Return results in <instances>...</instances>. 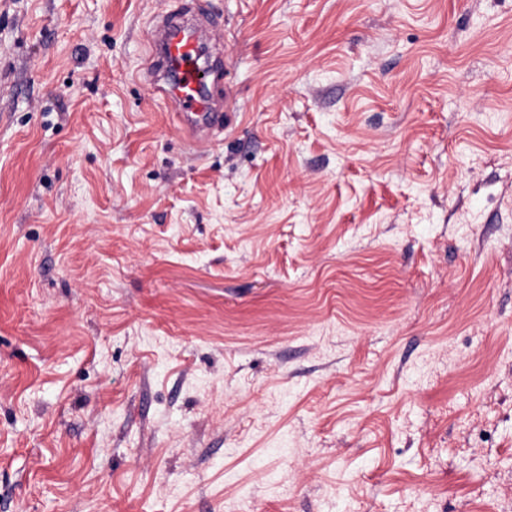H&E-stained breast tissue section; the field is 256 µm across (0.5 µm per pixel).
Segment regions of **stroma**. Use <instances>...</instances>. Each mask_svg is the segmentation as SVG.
<instances>
[{
  "instance_id": "stroma-1",
  "label": "stroma",
  "mask_w": 512,
  "mask_h": 512,
  "mask_svg": "<svg viewBox=\"0 0 512 512\" xmlns=\"http://www.w3.org/2000/svg\"><path fill=\"white\" fill-rule=\"evenodd\" d=\"M0 0V512H512V0ZM190 13L164 18L152 31L148 79L182 119L199 150L209 145L210 134L224 129V113L217 112L208 91L224 78V71L209 60L199 23Z\"/></svg>"
}]
</instances>
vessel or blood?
Listing matches in <instances>:
<instances>
[{
  "label": "vessel or blood",
  "instance_id": "1",
  "mask_svg": "<svg viewBox=\"0 0 512 512\" xmlns=\"http://www.w3.org/2000/svg\"><path fill=\"white\" fill-rule=\"evenodd\" d=\"M224 77L209 60L202 31L189 14L162 19L151 35L148 79L158 96L170 103L187 127L195 148L209 145L213 132L224 129L208 88Z\"/></svg>",
  "mask_w": 512,
  "mask_h": 512
}]
</instances>
